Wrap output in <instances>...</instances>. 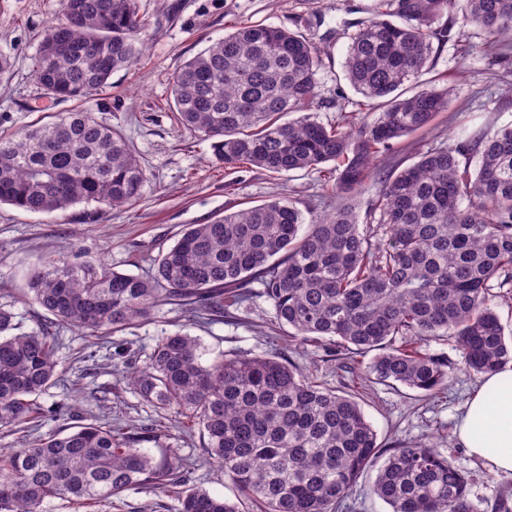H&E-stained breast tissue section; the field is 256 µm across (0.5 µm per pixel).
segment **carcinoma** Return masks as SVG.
I'll return each instance as SVG.
<instances>
[{"instance_id": "obj_1", "label": "carcinoma", "mask_w": 512, "mask_h": 512, "mask_svg": "<svg viewBox=\"0 0 512 512\" xmlns=\"http://www.w3.org/2000/svg\"><path fill=\"white\" fill-rule=\"evenodd\" d=\"M60 11L35 62L50 98L87 99L142 55L137 0H60ZM445 15L449 24H438ZM454 25L481 31L496 55L512 56V0H380L343 63L367 112L333 125L316 116V43L265 24L225 34L174 75L179 124L211 141L227 169L319 174L336 211L303 233L301 212L280 200L191 224L146 278L50 257L28 275L32 298L56 324L97 337L150 318L161 302L219 320L264 297L288 337L319 344L343 368L372 352L364 379L426 397L457 370L446 353L428 350L433 341L452 343L464 371L504 370L512 331L495 307L512 304V125L450 139L394 168L362 219L353 203L378 159L426 132L455 98L450 84L418 81ZM144 180L124 135L89 112L0 136V204L26 212L122 207ZM16 329L0 308V428L40 418L37 398L60 381L52 327ZM129 382L158 414L172 411L201 429L239 501L188 487L195 460L178 448L160 449L157 459L142 447L159 435L94 420L0 450V512H43L53 499L110 504L131 490L173 497L178 512H246L245 503L257 512H337L382 456L370 492L391 512H481L452 458L421 442L381 446L354 398L280 356L207 363L197 339L170 335Z\"/></svg>"}]
</instances>
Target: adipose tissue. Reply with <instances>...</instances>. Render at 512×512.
<instances>
[{
    "instance_id": "adipose-tissue-1",
    "label": "adipose tissue",
    "mask_w": 512,
    "mask_h": 512,
    "mask_svg": "<svg viewBox=\"0 0 512 512\" xmlns=\"http://www.w3.org/2000/svg\"><path fill=\"white\" fill-rule=\"evenodd\" d=\"M457 434L493 472L512 475V369L486 376L461 416Z\"/></svg>"
}]
</instances>
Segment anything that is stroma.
Masks as SVG:
<instances>
[{"label":"stroma","instance_id":"1","mask_svg":"<svg viewBox=\"0 0 512 512\" xmlns=\"http://www.w3.org/2000/svg\"><path fill=\"white\" fill-rule=\"evenodd\" d=\"M378 0H139L141 39L145 50L136 65L113 73L109 85L84 101L58 102L39 85L34 62L47 26L59 18V0H0V53L12 68L0 79V133L32 124L42 117L83 109L121 130L145 169L146 181L131 205L94 211L77 205L64 212L26 213L0 205V307L12 311L20 331L34 333L51 314L32 298L27 273L50 257L78 262L102 261L112 269L140 276L153 273L161 252L174 244L189 224H207L226 212L286 199L312 220L336 208L317 173L305 170L276 175L258 169L233 172L217 164L209 141L177 125L173 115L172 78L185 61L223 38L235 27L263 22L301 33L320 45L319 120L335 122L337 95L347 111L360 97L342 77L355 22L373 17ZM476 32L451 33L427 80L452 83L456 97L440 113L429 133L404 138L399 159L418 155L458 133L460 128L496 127L512 123V73L496 64L493 50L483 47ZM187 334L199 340L203 358L212 361L236 354L279 355L309 370L326 386L355 398L384 445L393 441L432 443L450 455L470 478V497L482 512L502 498L512 501V476L491 472L458 441L456 426L466 402L478 390L481 375L458 372L435 397L426 398L400 385L368 384L353 388L335 363L310 344L278 340L272 304L262 298L235 310L233 320L191 322L182 306L158 305L149 320L91 343L76 329L59 328L55 357L66 375L39 402L45 412L39 426L18 434L0 430V448L63 427L53 417L58 404L72 414L103 417L135 427L158 424L159 416L134 392L127 376L144 367L157 342ZM181 449L203 460L194 485L236 500L237 491L213 463H205L199 429L165 428L159 446ZM171 497L139 490L112 504L75 508L56 499L45 512H177Z\"/></svg>","mask_w":512,"mask_h":512}]
</instances>
